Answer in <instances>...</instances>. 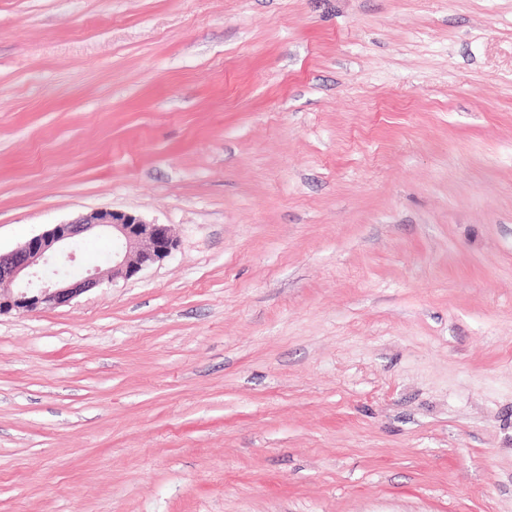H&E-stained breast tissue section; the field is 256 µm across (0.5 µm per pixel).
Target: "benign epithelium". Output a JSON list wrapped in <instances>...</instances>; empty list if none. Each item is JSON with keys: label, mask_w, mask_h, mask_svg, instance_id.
<instances>
[{"label": "benign epithelium", "mask_w": 512, "mask_h": 512, "mask_svg": "<svg viewBox=\"0 0 512 512\" xmlns=\"http://www.w3.org/2000/svg\"><path fill=\"white\" fill-rule=\"evenodd\" d=\"M92 233L112 237V253L84 278L70 280L58 257L75 260L74 244L81 235ZM176 247L168 225L124 211L100 210L55 224L20 247L0 253V314L67 305L102 281L132 278L169 257Z\"/></svg>", "instance_id": "obj_1"}]
</instances>
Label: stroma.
<instances>
[{"label":"stroma","instance_id":"obj_1","mask_svg":"<svg viewBox=\"0 0 512 512\" xmlns=\"http://www.w3.org/2000/svg\"><path fill=\"white\" fill-rule=\"evenodd\" d=\"M101 209L0 512H512V0H0V250Z\"/></svg>","mask_w":512,"mask_h":512}]
</instances>
